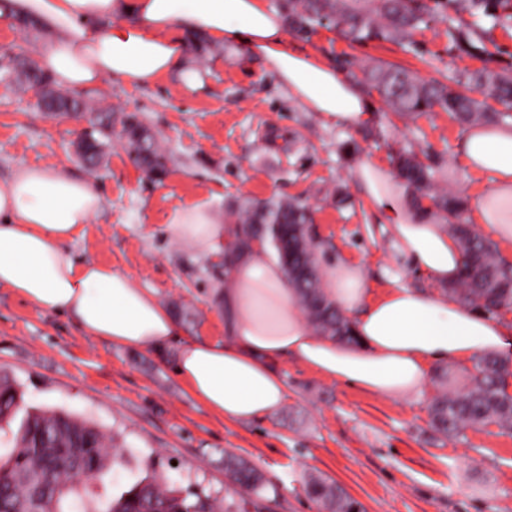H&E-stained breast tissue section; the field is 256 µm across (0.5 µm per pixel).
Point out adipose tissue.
Returning <instances> with one entry per match:
<instances>
[{
	"label": "adipose tissue",
	"mask_w": 512,
	"mask_h": 512,
	"mask_svg": "<svg viewBox=\"0 0 512 512\" xmlns=\"http://www.w3.org/2000/svg\"><path fill=\"white\" fill-rule=\"evenodd\" d=\"M2 16L30 17L52 31L39 63L62 88L95 89L107 77L143 87L175 74L188 89H199L204 74L183 35L202 31L214 41L246 47L289 97L325 123L356 133L377 119L363 89L290 42L264 0H0ZM459 157L473 172L494 174L493 187L475 201V219L493 239L512 245V125L468 129ZM353 176L371 207L386 216L399 251L430 286L375 295L359 264L337 260L323 286L351 317V343L317 334L277 260L266 258L257 243L238 248L234 225L201 205L178 212L173 230L188 244L224 246L217 298L225 339L184 336L155 293L112 267L78 265L66 254L65 244L82 234L101 198L89 181L60 165L28 166L0 180V286L41 311L71 317L84 335L114 346H175V373L194 399L235 422L283 404V361L402 399L425 387L436 363L501 352L512 319L480 314L442 290L459 278L462 259L430 205H416L411 189L379 163L361 162Z\"/></svg>",
	"instance_id": "1"
}]
</instances>
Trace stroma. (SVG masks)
I'll return each instance as SVG.
<instances>
[{"label": "stroma", "instance_id": "35a3bbf8", "mask_svg": "<svg viewBox=\"0 0 512 512\" xmlns=\"http://www.w3.org/2000/svg\"><path fill=\"white\" fill-rule=\"evenodd\" d=\"M50 36L1 18L0 61L36 57ZM491 37L499 48L493 56L449 51L443 12L407 48L353 45L329 26L289 39L360 84L381 63L446 83L464 69L511 63L512 29L496 28ZM187 41L205 74L201 89L188 90L170 75L148 87L112 78L94 94L114 118L140 113L168 157L158 180L132 162L117 125L102 165L87 173L75 153L81 124L47 116L33 88L0 80V179L24 166L61 165L88 177L102 198L92 222L66 245L68 256L129 275L172 310L185 336L220 341L224 314L215 292L224 269L218 253L185 246L171 219L204 202L219 220L240 224L243 202L277 197L312 207L321 267L341 258L358 262L375 294L426 287L385 217L356 189L352 171L364 159L390 163L402 148L425 150L435 159L436 188L475 200L492 177L459 162L464 128L438 108L399 117L381 102L377 125L350 133L323 124L289 98L264 62H244L242 49L202 34ZM175 352L89 338L71 318L36 309L0 287V376L20 395L14 419L0 425V454L13 450L27 411L51 408L89 420L111 437L119 462L90 483L102 510L149 472L183 491L223 497L224 458L232 455L264 474L265 512H324L304 490L312 477L337 482L365 512H512V434L494 426L455 436L436 431L429 415L441 391L435 378L418 393L390 400L283 362L284 404L239 423L195 401L174 372Z\"/></svg>", "mask_w": 512, "mask_h": 512}]
</instances>
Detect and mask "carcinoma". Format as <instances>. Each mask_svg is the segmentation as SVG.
<instances>
[{
  "label": "carcinoma",
  "instance_id": "cac0c4a2",
  "mask_svg": "<svg viewBox=\"0 0 512 512\" xmlns=\"http://www.w3.org/2000/svg\"><path fill=\"white\" fill-rule=\"evenodd\" d=\"M452 9L457 16L469 15L467 32L448 29L455 47L465 43L474 51L488 52L481 21L494 20L493 26H512V0H285L288 27L306 37L318 26H331L344 39L354 43L390 42L405 45L414 32L435 17ZM26 82L47 91L61 107L87 123L83 130L82 161L93 171L103 158L104 141L112 132V109L94 108L76 91L63 92L34 59L23 65ZM366 87L392 106L398 114L431 112L438 107L463 124L480 125L512 118V68L465 70L454 82L464 88L456 91L448 84L430 79L417 80L401 68L379 65L366 74ZM477 92L481 98L471 96ZM506 111H500L494 104ZM127 148L134 161L154 177L166 171L167 157L156 139L148 133L139 115L121 118ZM394 172L414 191L416 202L428 199L443 213L448 229L459 244L462 272L449 292L462 303L499 315L512 310V264L499 253L496 243L472 231L461 220L465 199L453 192H435V175L429 153L418 156L403 151L393 157ZM244 225L236 237L240 247L255 241L271 247L288 282L295 288L314 330L347 342L355 340L351 320L323 292L318 256L319 244L311 233L309 207L299 201L270 199L245 207ZM512 365L496 355L477 358L473 366L457 378L452 368L438 372L448 382V391L433 398L431 423L445 434H457L467 427L495 425L512 431V392L508 379ZM17 391L6 379L0 380V423L8 420L17 407ZM78 441L86 446L89 468L98 472L108 461L106 439L97 428L64 412L37 411L28 414L15 450L0 456V512H97L87 502L80 484L71 481L62 458V449ZM224 470L231 486L243 487L256 497L265 490L263 476L243 459L227 457ZM307 493L330 512H362L361 505L341 487L323 478H313ZM246 512L232 501L220 507L199 493L181 495L176 485L164 487L157 477L147 474L130 490L112 499L106 512Z\"/></svg>",
  "mask_w": 512,
  "mask_h": 512
}]
</instances>
